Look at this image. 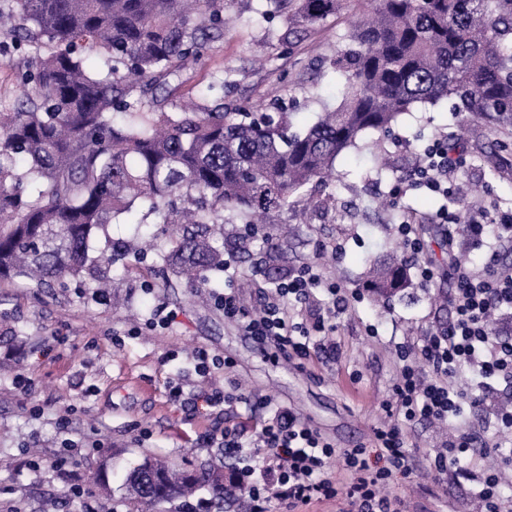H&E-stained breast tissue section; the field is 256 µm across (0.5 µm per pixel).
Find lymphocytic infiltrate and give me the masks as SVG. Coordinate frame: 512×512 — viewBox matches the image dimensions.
Listing matches in <instances>:
<instances>
[{
  "mask_svg": "<svg viewBox=\"0 0 512 512\" xmlns=\"http://www.w3.org/2000/svg\"><path fill=\"white\" fill-rule=\"evenodd\" d=\"M458 168L444 139L427 146L414 173L415 182L443 197H451L449 178ZM449 247L477 246L492 239L512 245V213H494L492 205L472 209L467 216L441 208L431 218ZM455 286L448 296L453 317L448 325L427 333L400 368L394 402L384 403L388 420L373 432L370 447L336 449L316 429L290 412L275 411L262 425L258 441L263 450L259 466L247 464L242 434L232 427L212 437L225 458L240 461L236 488L247 493L253 512H290L316 502L335 501L336 512H408L397 492L417 466L407 452L410 430L417 423L447 426L448 438L427 466L433 473L472 464L476 440L463 430L464 409L488 407L486 396L495 386L512 387V342L496 336L490 313L512 314V268L488 260L480 272L455 266ZM341 286L322 279L312 266H303L288 281L275 286L255 312H248L236 291L215 295L214 302L228 321L246 334L273 346L285 359L309 358L324 352L335 359L334 307L315 309L318 293L336 297ZM496 441V464L484 467L472 495L476 512H512V495L502 486L512 475V406L489 407ZM338 458L346 473L337 484L327 467Z\"/></svg>",
  "mask_w": 512,
  "mask_h": 512,
  "instance_id": "lymphocytic-infiltrate-1",
  "label": "lymphocytic infiltrate"
}]
</instances>
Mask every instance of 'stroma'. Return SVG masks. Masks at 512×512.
<instances>
[{
    "mask_svg": "<svg viewBox=\"0 0 512 512\" xmlns=\"http://www.w3.org/2000/svg\"><path fill=\"white\" fill-rule=\"evenodd\" d=\"M258 6L259 0H230L233 25L209 40L201 60L183 63L169 83L170 100L177 107L220 102L228 109L277 102L293 129H303L316 121L320 101L335 106L342 99L344 79L333 61L365 4L342 0L336 15L296 30L287 12L262 14ZM30 53L28 43L0 31V105L12 106L16 98L13 60ZM223 75L230 85L208 92ZM441 137L454 140L455 154L465 160L454 177L460 200L479 186L501 209L512 210V149L497 148L496 126L460 121L445 101L417 104L388 136L366 133L337 158L331 182L307 185L254 233L225 213L224 257L234 277L210 270L193 282L178 280L148 254L109 268L113 297L106 301L76 282L36 290L19 280L0 281V512H41L49 498L66 501L67 512H135L121 487L127 470L147 455L187 469L231 468L220 449L206 447V437L234 425L255 433L269 415L267 397L335 447L369 444L385 421L383 404L397 382L401 346L452 317L430 302L432 291L454 286L441 235L425 225L427 251L414 255L397 233L402 218H428L443 203L410 182L425 147ZM146 211L138 205L134 223L109 225L108 239H96L94 248L133 241L143 232L167 242L172 225L138 226ZM392 255L405 261L409 276L425 262L439 276L431 290L412 285L385 307L372 302L366 272ZM305 262L352 297L336 315L340 355L333 366L275 357L272 347L225 321L214 304L195 301L198 292L233 287L247 307H255L261 294ZM162 307L175 311L176 321L149 329L147 320ZM201 347L232 361L230 375L246 403L218 414L170 397L171 379L200 384L192 353ZM20 376L30 381L27 391L15 385ZM102 467L112 475L106 492L96 482ZM72 477L83 487L77 502L67 493ZM475 488L465 474L435 478L423 472L404 491L413 512H464Z\"/></svg>",
    "mask_w": 512,
    "mask_h": 512,
    "instance_id": "stroma-1",
    "label": "stroma"
}]
</instances>
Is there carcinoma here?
<instances>
[{
  "label": "carcinoma",
  "mask_w": 512,
  "mask_h": 512,
  "mask_svg": "<svg viewBox=\"0 0 512 512\" xmlns=\"http://www.w3.org/2000/svg\"><path fill=\"white\" fill-rule=\"evenodd\" d=\"M341 0H274L315 26ZM336 56L341 102L291 130L286 112H226L221 103L166 110L159 90L182 63L200 59L227 23L224 0H16L6 26L50 46L16 65L20 94L0 111V280L37 288L89 282L107 295L106 268L142 247L90 241L136 203L181 233L159 260L177 279L224 267V210L252 224L334 171L368 131L388 133L415 103L446 101L460 114L512 130V0H368ZM104 53L90 65L82 45ZM376 300L404 295L403 264L370 268ZM224 470H183L145 457L123 482L145 507L208 488L214 509L234 498Z\"/></svg>",
  "instance_id": "obj_1"
}]
</instances>
